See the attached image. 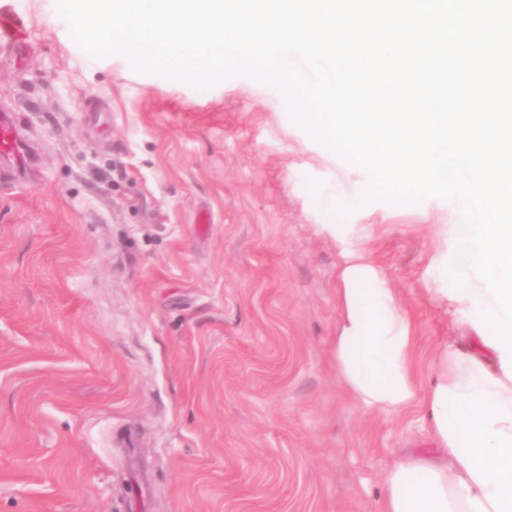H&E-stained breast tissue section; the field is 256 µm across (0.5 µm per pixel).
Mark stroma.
<instances>
[{
  "label": "stroma",
  "instance_id": "35a3bbf8",
  "mask_svg": "<svg viewBox=\"0 0 512 512\" xmlns=\"http://www.w3.org/2000/svg\"><path fill=\"white\" fill-rule=\"evenodd\" d=\"M48 0H0V113L38 149L0 177V512H378L430 449L414 410L336 375L342 246L307 179L367 173L244 75L210 89L89 62ZM416 326L427 384L459 333L428 293L450 201L345 218Z\"/></svg>",
  "mask_w": 512,
  "mask_h": 512
}]
</instances>
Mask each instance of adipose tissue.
<instances>
[{
  "mask_svg": "<svg viewBox=\"0 0 512 512\" xmlns=\"http://www.w3.org/2000/svg\"><path fill=\"white\" fill-rule=\"evenodd\" d=\"M431 298L464 328L436 355L427 386L414 365L415 324L400 295L362 249L346 254L337 290L334 356L357 405L391 412L420 405L436 453L394 461L379 512H512V377L469 299L452 294L441 266Z\"/></svg>",
  "mask_w": 512,
  "mask_h": 512,
  "instance_id": "obj_1",
  "label": "adipose tissue"
}]
</instances>
